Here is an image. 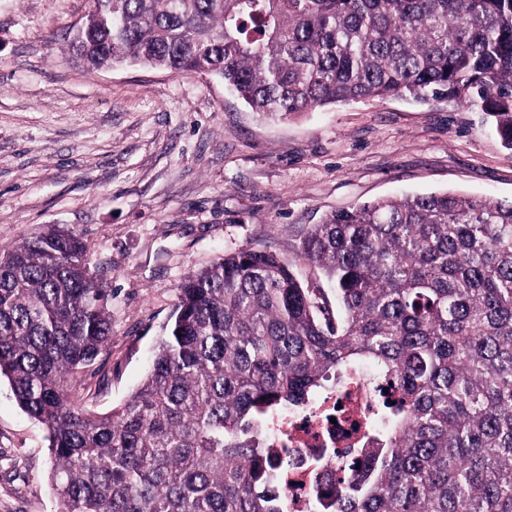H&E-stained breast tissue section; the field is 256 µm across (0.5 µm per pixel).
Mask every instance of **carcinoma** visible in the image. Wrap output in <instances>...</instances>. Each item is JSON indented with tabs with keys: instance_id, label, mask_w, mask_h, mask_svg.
Returning a JSON list of instances; mask_svg holds the SVG:
<instances>
[{
	"instance_id": "1",
	"label": "carcinoma",
	"mask_w": 512,
	"mask_h": 512,
	"mask_svg": "<svg viewBox=\"0 0 512 512\" xmlns=\"http://www.w3.org/2000/svg\"><path fill=\"white\" fill-rule=\"evenodd\" d=\"M90 71L197 72L266 119L447 97L512 149V0H92ZM333 286L253 247L187 276L141 386L86 413L75 376L112 333L76 234L0 250V378L47 432L57 512H288L263 446L369 366L377 408L311 512H512V204L453 192L327 214L290 244Z\"/></svg>"
}]
</instances>
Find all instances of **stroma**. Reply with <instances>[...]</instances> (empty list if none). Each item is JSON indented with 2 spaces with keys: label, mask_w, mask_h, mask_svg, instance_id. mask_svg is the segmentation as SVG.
Masks as SVG:
<instances>
[{
  "label": "stroma",
  "mask_w": 512,
  "mask_h": 512,
  "mask_svg": "<svg viewBox=\"0 0 512 512\" xmlns=\"http://www.w3.org/2000/svg\"><path fill=\"white\" fill-rule=\"evenodd\" d=\"M90 0H0V247L54 225L112 292V335L78 375L109 412L144 380L191 273L290 245L333 210L400 194L512 202V149L453 100L373 98L259 118L200 73L87 70L70 52ZM43 427L0 380V512H56Z\"/></svg>",
  "instance_id": "stroma-1"
}]
</instances>
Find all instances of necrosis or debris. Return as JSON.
Listing matches in <instances>:
<instances>
[{
    "mask_svg": "<svg viewBox=\"0 0 512 512\" xmlns=\"http://www.w3.org/2000/svg\"><path fill=\"white\" fill-rule=\"evenodd\" d=\"M370 373H361L347 388L322 394L313 407L287 411L275 418L264 434L270 447H287L288 512H309L313 459H321L329 478L339 475L338 463L357 445L359 426L375 408Z\"/></svg>",
    "mask_w": 512,
    "mask_h": 512,
    "instance_id": "4bbe7bcc",
    "label": "necrosis or debris"
}]
</instances>
